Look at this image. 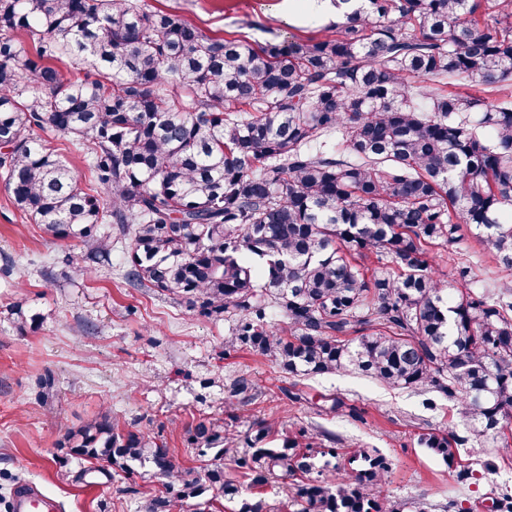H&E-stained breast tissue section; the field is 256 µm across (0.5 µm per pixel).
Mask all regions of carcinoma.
I'll return each mask as SVG.
<instances>
[{
    "label": "carcinoma",
    "mask_w": 512,
    "mask_h": 512,
    "mask_svg": "<svg viewBox=\"0 0 512 512\" xmlns=\"http://www.w3.org/2000/svg\"><path fill=\"white\" fill-rule=\"evenodd\" d=\"M64 59L84 77L66 78ZM38 130L79 146L99 190ZM1 147L0 177L45 235L80 240L97 263L112 250L97 227L116 225L125 279L231 322L224 355L438 393L477 441L512 419V287L459 294L430 256L467 224L512 270V0H363L330 36L257 47L141 0H0ZM372 253L391 267L368 271ZM186 435L199 467L106 414L66 445L106 463L85 474L161 482L146 512H210L214 489L237 512H274L237 482L276 473L293 480L296 512H394L376 449L341 466L321 451L328 479L298 438L271 447L267 424L241 451L224 447L219 419ZM420 444L456 463L448 433Z\"/></svg>",
    "instance_id": "carcinoma-1"
}]
</instances>
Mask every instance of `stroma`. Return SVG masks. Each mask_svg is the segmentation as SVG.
Here are the masks:
<instances>
[{"label": "stroma", "mask_w": 512, "mask_h": 512, "mask_svg": "<svg viewBox=\"0 0 512 512\" xmlns=\"http://www.w3.org/2000/svg\"><path fill=\"white\" fill-rule=\"evenodd\" d=\"M182 15L211 36L253 44L322 37L324 23L289 16L288 0H146ZM84 245L55 242L19 211L0 182V512L19 482L53 497L58 512H145L150 487L121 471L87 483L83 461L64 445L68 429L102 410L120 427L166 442L182 464L199 452L185 428L201 417L224 421V445L241 447L248 426L274 423L280 435H303L313 450L347 456L375 448L391 469L381 486L397 512H496L512 497V445L471 441L457 402L392 389L355 372L304 378L282 372L247 351L224 355L227 322L198 318L171 296L130 286L124 243L111 261L80 271ZM473 267L476 289L494 294L512 282L469 227L436 249L434 275L447 281L459 266ZM38 315L20 332L15 308ZM54 395H41L44 377ZM255 385L252 399L232 396L239 379ZM445 430L462 438L468 469L448 467L419 445Z\"/></svg>", "instance_id": "1"}]
</instances>
